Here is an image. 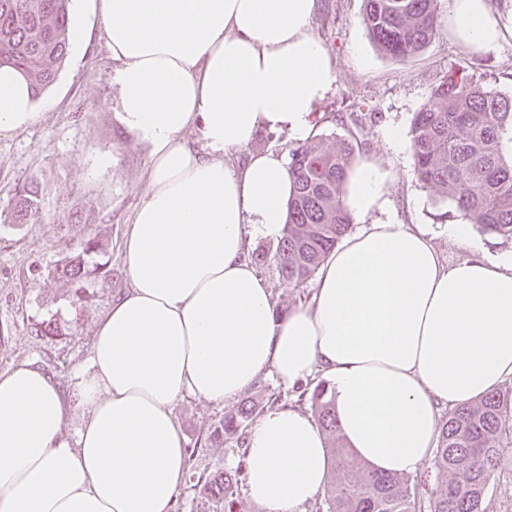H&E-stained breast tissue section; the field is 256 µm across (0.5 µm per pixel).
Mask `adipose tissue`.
I'll list each match as a JSON object with an SVG mask.
<instances>
[{
    "label": "adipose tissue",
    "mask_w": 512,
    "mask_h": 512,
    "mask_svg": "<svg viewBox=\"0 0 512 512\" xmlns=\"http://www.w3.org/2000/svg\"><path fill=\"white\" fill-rule=\"evenodd\" d=\"M71 2L102 22L118 118L150 147L149 187L124 240L131 286L98 320L71 390L31 364L0 373V512H169L187 478L176 403L232 401L268 375H321L353 456L416 472L444 408L512 378V267L446 265L419 225L367 223L393 174L366 155L343 196L360 229L320 266L309 305L277 312L245 235L281 233L293 182L282 155L250 146L262 130L312 134L335 80L310 27L316 0ZM448 31L491 51L512 39V13L451 0ZM34 107L30 83L1 67L0 135L28 127ZM246 446L247 494L266 512H302L324 493L333 461L311 415L265 410Z\"/></svg>",
    "instance_id": "obj_1"
}]
</instances>
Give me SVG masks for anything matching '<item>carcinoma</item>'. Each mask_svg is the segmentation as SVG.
Returning <instances> with one entry per match:
<instances>
[{
  "instance_id": "obj_1",
  "label": "carcinoma",
  "mask_w": 512,
  "mask_h": 512,
  "mask_svg": "<svg viewBox=\"0 0 512 512\" xmlns=\"http://www.w3.org/2000/svg\"><path fill=\"white\" fill-rule=\"evenodd\" d=\"M70 0H0V66L20 72L39 96L55 81L71 40ZM363 23L383 54L400 62L417 56L438 34L440 0H364ZM512 96L488 90L464 78H444L411 127L414 172L421 184L455 205L480 233L512 241ZM358 141L336 146L304 144L291 152L289 173L295 194L273 259L280 275L296 284L311 278L348 231L353 217L342 201L346 170L360 154ZM42 217L36 180L16 188L9 218L33 224ZM82 217L65 231L74 251L56 261L47 275L78 299L112 269L96 257L106 244L85 233ZM40 336H57L55 320L34 321ZM315 408L331 438L334 467L322 505L325 512H485V495L501 457L503 418L512 414V391L494 390L478 402L456 407L442 417L433 463L445 480L428 505L417 501L402 476L366 466L346 470L349 450L338 438L339 425L326 383L309 381L296 388ZM255 407L243 405L203 440L186 448L188 467L202 444L236 440L238 461L230 469L189 471L191 489L234 512L238 485L246 480L248 458L244 434Z\"/></svg>"
}]
</instances>
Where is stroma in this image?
<instances>
[{
  "label": "stroma",
  "mask_w": 512,
  "mask_h": 512,
  "mask_svg": "<svg viewBox=\"0 0 512 512\" xmlns=\"http://www.w3.org/2000/svg\"><path fill=\"white\" fill-rule=\"evenodd\" d=\"M363 13L364 0H317L311 27L330 53L335 81L314 107L313 143L331 147L345 138L357 139L364 153L392 170L389 206L372 214V221L394 218L421 225L445 263L483 256L511 259L510 242L474 229L464 240L449 234V225L458 221L454 208L417 180L411 149L394 152L386 133L396 127L409 136L415 113L446 76H463L512 94V41L490 52H471L443 28L415 58L399 62L376 49ZM82 24L88 37L81 47H70L55 82L36 99L34 122L0 136V372L31 363L66 389L87 359L98 317L130 286L122 247L148 189L149 171L148 146L117 117L116 64L99 21L88 15ZM31 178L40 185L43 217L36 224L11 223L15 189ZM77 212L89 233L107 241L104 259L112 270L110 280L96 284L78 318L70 313L67 293L47 275L56 260L75 248L63 227ZM259 273L284 314L304 303L314 286L310 280L288 282L271 261ZM43 319L60 322L61 335L32 333L33 321ZM274 401L285 409L312 410L293 389L268 376L237 400L219 406L186 398L177 402L175 413L191 443L242 404L253 402L264 409ZM485 506L486 512H512V445L503 450Z\"/></svg>",
  "instance_id": "stroma-1"
}]
</instances>
